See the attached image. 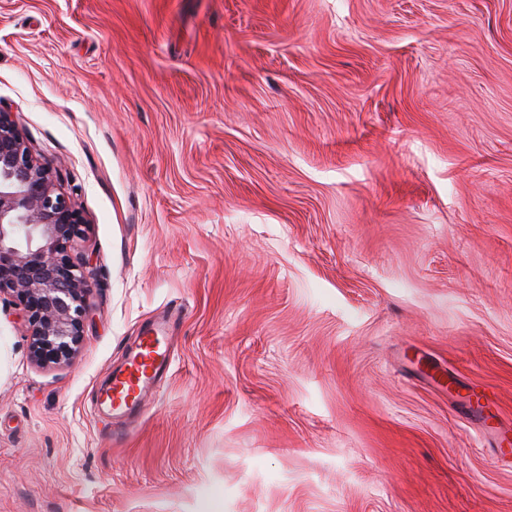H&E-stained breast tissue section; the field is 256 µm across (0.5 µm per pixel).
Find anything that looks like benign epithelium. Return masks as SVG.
<instances>
[{"label": "benign epithelium", "instance_id": "benign-epithelium-1", "mask_svg": "<svg viewBox=\"0 0 512 512\" xmlns=\"http://www.w3.org/2000/svg\"><path fill=\"white\" fill-rule=\"evenodd\" d=\"M84 225L76 202L32 155L11 113L0 110V295L22 307L38 365L67 363L82 344L85 298L94 284L70 248Z\"/></svg>", "mask_w": 512, "mask_h": 512}]
</instances>
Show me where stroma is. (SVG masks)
<instances>
[{
    "mask_svg": "<svg viewBox=\"0 0 512 512\" xmlns=\"http://www.w3.org/2000/svg\"><path fill=\"white\" fill-rule=\"evenodd\" d=\"M0 110L94 282L68 364L0 297V512H512V0H0ZM166 326L148 327L130 351L127 361L114 369L99 391L98 404L121 417L140 414L152 388L167 372L168 338Z\"/></svg>",
    "mask_w": 512,
    "mask_h": 512,
    "instance_id": "35a3bbf8",
    "label": "stroma"
}]
</instances>
